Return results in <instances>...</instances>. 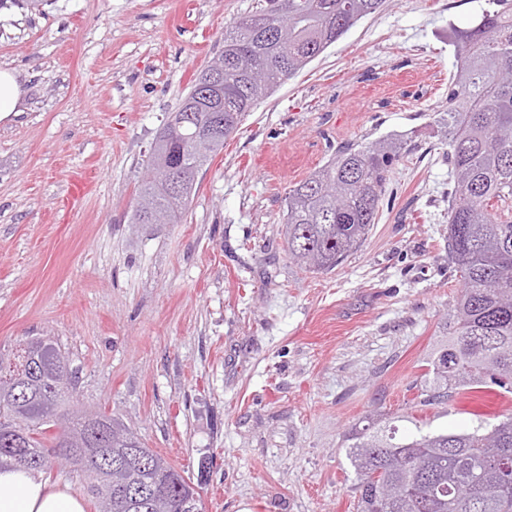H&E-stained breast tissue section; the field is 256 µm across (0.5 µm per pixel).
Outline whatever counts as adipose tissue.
Here are the masks:
<instances>
[{
    "mask_svg": "<svg viewBox=\"0 0 512 512\" xmlns=\"http://www.w3.org/2000/svg\"><path fill=\"white\" fill-rule=\"evenodd\" d=\"M0 512H85L75 494L29 473L0 469Z\"/></svg>",
    "mask_w": 512,
    "mask_h": 512,
    "instance_id": "1",
    "label": "adipose tissue"
}]
</instances>
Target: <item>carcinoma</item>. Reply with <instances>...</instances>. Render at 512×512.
I'll use <instances>...</instances> for the list:
<instances>
[{"mask_svg":"<svg viewBox=\"0 0 512 512\" xmlns=\"http://www.w3.org/2000/svg\"><path fill=\"white\" fill-rule=\"evenodd\" d=\"M473 28L455 32L456 73L448 91V257L461 288L448 344L427 362L430 394L423 405L442 402L441 389L482 392L493 384L512 393V0H496ZM387 0H265L225 30L224 46H240L234 61L214 59L218 80L195 83L166 122L186 124L168 140L159 134L148 163L165 156L186 175L198 174L224 148L247 112L295 76L361 19ZM224 117V135L198 143L197 126ZM402 147L389 140L339 148L325 165L285 196L288 256L313 273H328L356 252L371 233L392 165ZM178 195L161 180L138 186L133 222L176 224L193 192ZM36 373L26 396L4 394L11 365L0 361V426L11 445L0 443V464L35 474L48 470L61 441L54 417L71 415L73 431L91 413L79 407L75 376L59 387L54 375L62 353L50 336L36 338ZM469 430L434 433L424 424L396 438L398 428L370 419L351 434L346 456L356 476L357 512H512V409L488 423L477 410ZM146 461L117 434L98 460L80 469L95 512H187L186 478L165 458Z\"/></svg>","mask_w":512,"mask_h":512,"instance_id":"carcinoma-1","label":"carcinoma"}]
</instances>
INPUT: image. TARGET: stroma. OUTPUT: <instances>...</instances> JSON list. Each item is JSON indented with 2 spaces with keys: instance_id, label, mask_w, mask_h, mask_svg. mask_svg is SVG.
Masks as SVG:
<instances>
[{
  "instance_id": "1",
  "label": "stroma",
  "mask_w": 512,
  "mask_h": 512,
  "mask_svg": "<svg viewBox=\"0 0 512 512\" xmlns=\"http://www.w3.org/2000/svg\"><path fill=\"white\" fill-rule=\"evenodd\" d=\"M258 0H49L0 8V348L51 336L87 408L199 484L205 512H356L348 438L368 414L434 432L507 398L421 405L460 284L448 260L453 32L485 0H388L260 101L176 224H135L151 144L224 30ZM403 145L363 246L314 274L284 198L339 147ZM23 89L14 70L0 68V120L21 112Z\"/></svg>"
}]
</instances>
